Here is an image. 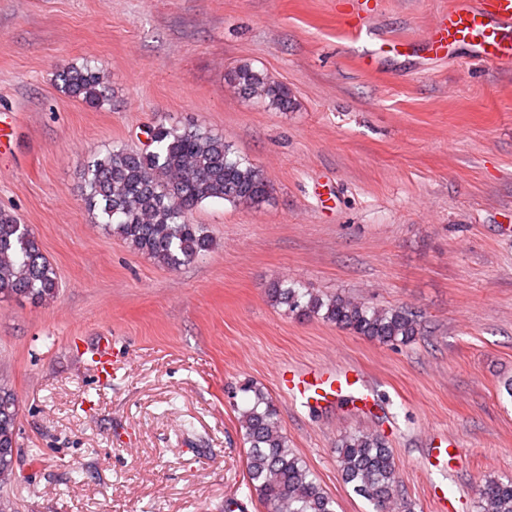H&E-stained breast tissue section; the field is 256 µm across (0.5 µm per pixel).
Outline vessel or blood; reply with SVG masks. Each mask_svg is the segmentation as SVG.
Instances as JSON below:
<instances>
[{
  "mask_svg": "<svg viewBox=\"0 0 512 512\" xmlns=\"http://www.w3.org/2000/svg\"><path fill=\"white\" fill-rule=\"evenodd\" d=\"M460 44L473 46L489 61L512 60V0H456L428 33L422 51L428 59L439 60ZM279 383L290 396L317 402L367 389L359 374L333 367L286 369Z\"/></svg>",
  "mask_w": 512,
  "mask_h": 512,
  "instance_id": "b4317fda",
  "label": "vessel or blood"
}]
</instances>
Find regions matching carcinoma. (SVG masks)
Here are the masks:
<instances>
[{
	"mask_svg": "<svg viewBox=\"0 0 512 512\" xmlns=\"http://www.w3.org/2000/svg\"><path fill=\"white\" fill-rule=\"evenodd\" d=\"M73 98L97 106L108 100L104 74L86 64L59 74ZM231 80L240 94L286 112L293 106L288 86L249 65L237 67ZM84 202L101 223L131 248L161 266L176 270L209 251L213 238L206 225L189 213L210 199L260 209L271 186L256 164L238 156L224 137L202 125H155L147 148L115 145L93 156L85 166ZM59 292L57 274L43 255L28 225L0 210V298L38 304ZM271 302L299 317L319 316L336 327L380 344L409 345L420 324L404 308H375L348 297L316 296L278 281L268 289ZM238 391L252 393L253 404L238 418L248 444V481L268 512H337L336 500L317 482L306 462L291 448L271 398L251 382ZM18 399L0 383V468L18 445ZM337 462L344 484L371 503L375 512H406L392 449L378 434L355 431L337 444ZM483 512H512V479L492 480L479 489Z\"/></svg>",
	"mask_w": 512,
	"mask_h": 512,
	"instance_id": "1",
	"label": "carcinoma"
}]
</instances>
